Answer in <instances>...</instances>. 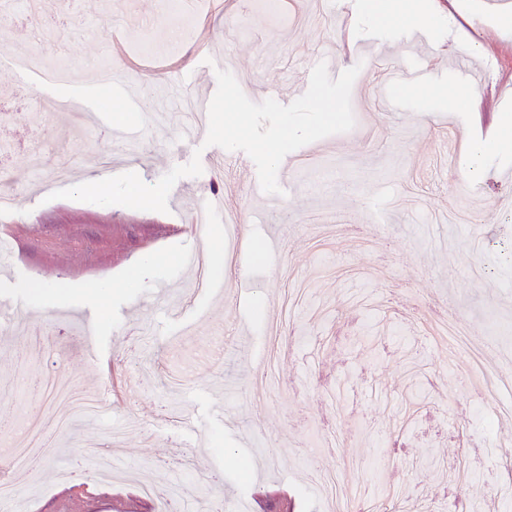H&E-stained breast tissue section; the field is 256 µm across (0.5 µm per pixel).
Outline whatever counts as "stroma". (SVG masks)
I'll use <instances>...</instances> for the list:
<instances>
[{
  "instance_id": "stroma-1",
  "label": "stroma",
  "mask_w": 512,
  "mask_h": 512,
  "mask_svg": "<svg viewBox=\"0 0 512 512\" xmlns=\"http://www.w3.org/2000/svg\"><path fill=\"white\" fill-rule=\"evenodd\" d=\"M451 0H417L425 38L366 24L360 0H292L274 23L254 0L209 9L205 0H39L41 26L22 0H0V168L14 203L0 210V236L15 240V268L0 269V294L22 301L17 333L0 337V471L16 492L11 512H86L85 451L112 458L99 512H157L171 478H182L197 512H437L439 503L491 500L512 512V420L498 400L469 385L466 358L449 360L436 338L427 296L447 301L468 348L491 336L493 374L512 364V183L496 180L512 160H489L471 179L461 155L436 173L445 118L484 139L499 106L512 108V39L492 26L486 0L456 3V30L432 19ZM180 10L185 22L169 20ZM471 38L495 76L478 111L453 106L461 86L440 69L433 93L417 92L416 55L429 45ZM384 46L402 62L399 83L373 76L370 52ZM336 57L331 77L359 67L364 93L352 97L355 126L296 150L281 181L294 213L279 239L264 197L237 198L233 169L204 163L168 197L167 212L52 199V192L133 171L149 184L195 150L186 138L193 111L174 100L215 92L216 69L244 80L253 102L295 100L298 76L322 54ZM84 95L107 127L130 125L123 141L63 113L41 122L26 103ZM74 168L72 180L61 167ZM223 197V218L199 234L189 216L199 201ZM256 249L251 294L231 291L203 302V316L175 326L165 309L192 291L183 257L204 251L214 278L240 283L239 252ZM140 271L135 287L126 278ZM100 319L112 356L104 381L80 357L81 314ZM274 364L286 392L252 390ZM64 375L102 400L97 419L74 421L53 445L22 466L12 444L23 423H46L49 393L38 384ZM335 413L336 451H322L320 418ZM362 485L336 502L305 470L311 462ZM465 465L463 485L439 472Z\"/></svg>"
}]
</instances>
